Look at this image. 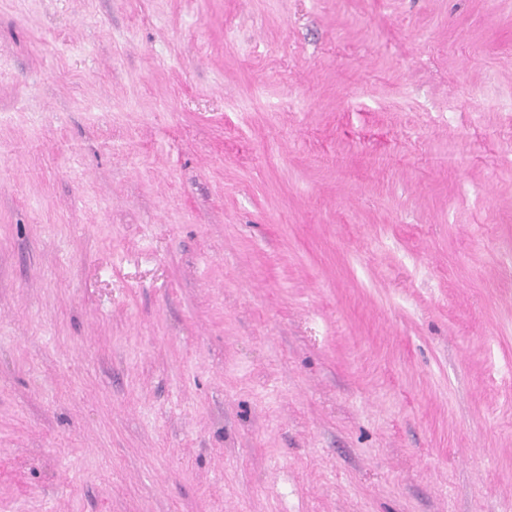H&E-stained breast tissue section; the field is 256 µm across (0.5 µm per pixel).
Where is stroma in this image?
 <instances>
[{"label":"stroma","mask_w":512,"mask_h":512,"mask_svg":"<svg viewBox=\"0 0 512 512\" xmlns=\"http://www.w3.org/2000/svg\"><path fill=\"white\" fill-rule=\"evenodd\" d=\"M0 512H512V0H0Z\"/></svg>","instance_id":"stroma-1"}]
</instances>
